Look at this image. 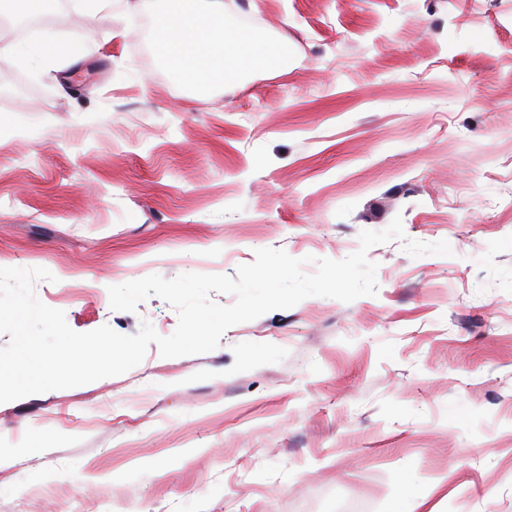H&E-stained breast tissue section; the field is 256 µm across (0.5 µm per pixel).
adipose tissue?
<instances>
[{
	"instance_id": "1",
	"label": "adipose tissue",
	"mask_w": 512,
	"mask_h": 512,
	"mask_svg": "<svg viewBox=\"0 0 512 512\" xmlns=\"http://www.w3.org/2000/svg\"><path fill=\"white\" fill-rule=\"evenodd\" d=\"M155 48L174 72L201 90L255 68L286 64L278 45L226 20L224 0H160Z\"/></svg>"
}]
</instances>
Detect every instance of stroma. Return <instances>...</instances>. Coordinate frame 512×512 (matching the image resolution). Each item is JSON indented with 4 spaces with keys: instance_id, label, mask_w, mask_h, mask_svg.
I'll return each mask as SVG.
<instances>
[{
    "instance_id": "obj_1",
    "label": "stroma",
    "mask_w": 512,
    "mask_h": 512,
    "mask_svg": "<svg viewBox=\"0 0 512 512\" xmlns=\"http://www.w3.org/2000/svg\"><path fill=\"white\" fill-rule=\"evenodd\" d=\"M224 9L287 68L198 91L156 53L152 0L0 21L77 58H0V267L49 270L35 293L74 331L167 336L171 304L101 292L262 248L311 273L397 216L405 237L369 250L376 295L0 403V512H512V0Z\"/></svg>"
}]
</instances>
